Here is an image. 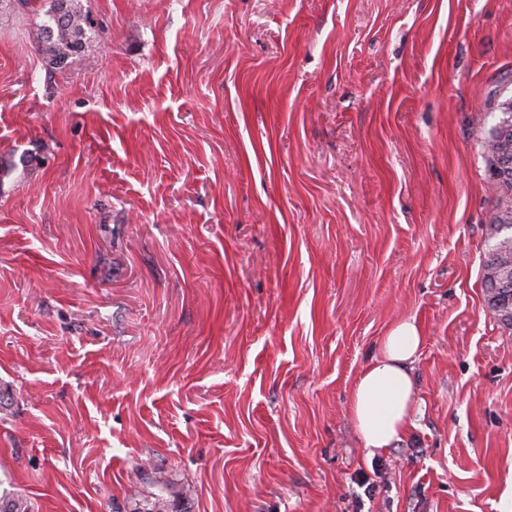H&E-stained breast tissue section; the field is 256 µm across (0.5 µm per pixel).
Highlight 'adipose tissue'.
Masks as SVG:
<instances>
[{"instance_id": "adipose-tissue-1", "label": "adipose tissue", "mask_w": 512, "mask_h": 512, "mask_svg": "<svg viewBox=\"0 0 512 512\" xmlns=\"http://www.w3.org/2000/svg\"><path fill=\"white\" fill-rule=\"evenodd\" d=\"M424 344L415 319L398 321L381 341V350L354 384L349 410L369 452L401 441L415 412L413 365Z\"/></svg>"}]
</instances>
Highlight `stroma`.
Here are the masks:
<instances>
[{"label": "stroma", "instance_id": "35a3bbf8", "mask_svg": "<svg viewBox=\"0 0 512 512\" xmlns=\"http://www.w3.org/2000/svg\"><path fill=\"white\" fill-rule=\"evenodd\" d=\"M0 0V486L34 512H512L483 265L512 0ZM420 411L349 413L392 324ZM76 2V3H75ZM78 0H52L44 19L37 24L38 50L50 78L63 72L90 41L93 25Z\"/></svg>", "mask_w": 512, "mask_h": 512}]
</instances>
